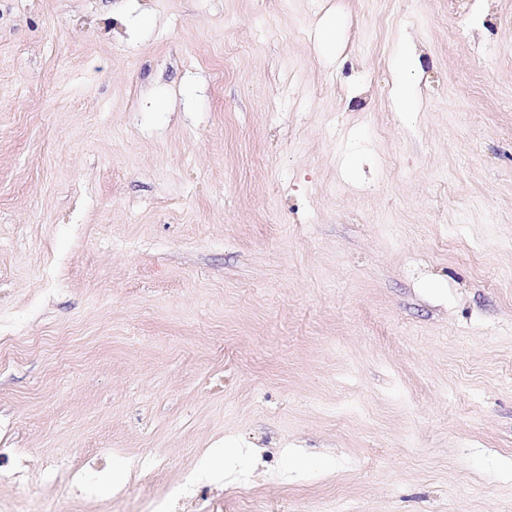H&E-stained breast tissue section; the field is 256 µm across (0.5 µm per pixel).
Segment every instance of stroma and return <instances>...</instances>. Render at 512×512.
I'll return each mask as SVG.
<instances>
[{"mask_svg": "<svg viewBox=\"0 0 512 512\" xmlns=\"http://www.w3.org/2000/svg\"><path fill=\"white\" fill-rule=\"evenodd\" d=\"M20 468L0 512H512V0H0ZM419 66L418 56L412 51H405L399 56V97L400 102L406 112L412 111L408 105L409 90L411 78L416 73Z\"/></svg>", "mask_w": 512, "mask_h": 512, "instance_id": "stroma-1", "label": "stroma"}]
</instances>
